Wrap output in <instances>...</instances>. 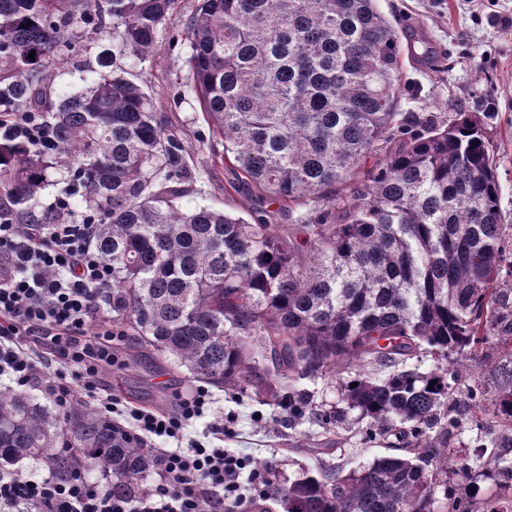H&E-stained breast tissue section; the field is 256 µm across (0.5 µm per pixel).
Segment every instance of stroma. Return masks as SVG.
<instances>
[{"instance_id": "35a3bbf8", "label": "stroma", "mask_w": 512, "mask_h": 512, "mask_svg": "<svg viewBox=\"0 0 512 512\" xmlns=\"http://www.w3.org/2000/svg\"><path fill=\"white\" fill-rule=\"evenodd\" d=\"M197 3L175 0L167 42L145 63L135 66L125 60L121 66L137 76L172 123L185 132L184 161L197 177V192L188 197V205L208 204L245 217L254 201L249 193L231 190L232 169L212 165L211 131L189 87L182 39ZM377 5L398 35L414 32L423 38L414 51L402 55L404 90L397 112L446 118L470 112L483 118L494 143L502 218L512 225V29L498 21L499 16L512 15V0H489L478 10L469 0H377ZM506 369H512V346L493 336L460 355L451 382L458 423L448 431V456L473 470L437 483V504L456 499L471 503L474 512L490 506L512 512V490L499 486L501 469L512 465V422L482 423V413L470 399L474 389L495 393ZM100 383L122 405L168 411L195 381L173 362L145 360L134 367L116 362L101 373ZM211 396L212 410L197 420L196 432L223 419L225 449L249 455L255 468L273 471L283 481L328 461L348 469L371 463L388 454L393 442L384 433L365 438L353 412L344 425L329 432L312 415L294 423L285 411L247 397L217 389Z\"/></svg>"}]
</instances>
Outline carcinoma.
I'll return each mask as SVG.
<instances>
[{
  "mask_svg": "<svg viewBox=\"0 0 512 512\" xmlns=\"http://www.w3.org/2000/svg\"><path fill=\"white\" fill-rule=\"evenodd\" d=\"M174 0H0V208L15 221L54 224L93 209V247L112 262V323L144 350L216 388L288 411L316 413L302 380H340L364 434L395 436L401 453L343 471L332 464L258 498L284 512H433L448 474V356L486 340L512 343V240L499 208L491 144L464 112L399 117L401 43L375 0H199L185 27L192 89L221 138L211 161L231 165L263 201L308 207L269 224L212 206L186 210L192 173L183 130L150 94L98 69L142 64L162 43ZM112 41L96 61L74 41ZM34 58H29V54ZM65 69L86 88L55 84ZM41 112L50 150L15 136L10 113ZM401 145L378 158L393 132ZM72 162L65 209L32 210L56 155ZM369 166L361 182L352 172ZM349 199L336 203V186ZM441 360L420 372L408 361ZM403 366L384 377L364 363ZM436 384L429 385V382ZM357 387H352V383ZM494 416L512 419V370ZM41 461L59 480L96 473L112 493L150 491L156 456L134 433L74 398L53 410L0 394V466Z\"/></svg>",
  "mask_w": 512,
  "mask_h": 512,
  "instance_id": "1",
  "label": "carcinoma"
}]
</instances>
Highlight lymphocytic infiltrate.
Listing matches in <instances>:
<instances>
[{
  "label": "lymphocytic infiltrate",
  "instance_id": "1",
  "mask_svg": "<svg viewBox=\"0 0 512 512\" xmlns=\"http://www.w3.org/2000/svg\"><path fill=\"white\" fill-rule=\"evenodd\" d=\"M81 223L17 224L0 219V376L18 385L41 384L57 405L75 390L94 394L112 366L117 339L99 326L112 308V265L93 247ZM52 349L71 369L70 384L56 385L32 344ZM209 392L196 387L172 413L132 410V429L167 440L146 496L131 501L108 486L78 476L62 482L47 474L31 479L0 475V512H224L241 501L240 477L249 461L189 438L208 410Z\"/></svg>",
  "mask_w": 512,
  "mask_h": 512
}]
</instances>
